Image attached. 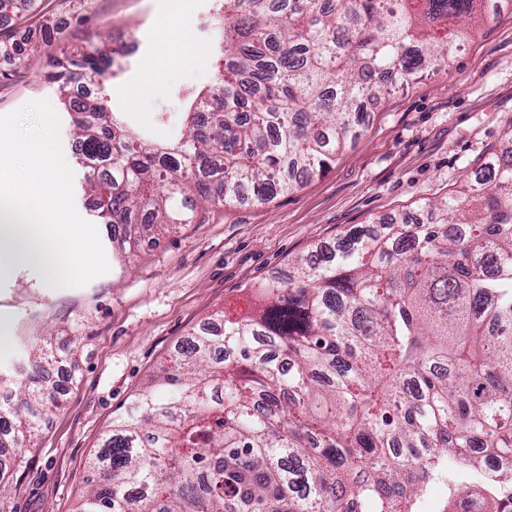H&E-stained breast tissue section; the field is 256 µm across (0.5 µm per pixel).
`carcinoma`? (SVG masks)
<instances>
[{
  "label": "carcinoma",
  "mask_w": 512,
  "mask_h": 512,
  "mask_svg": "<svg viewBox=\"0 0 512 512\" xmlns=\"http://www.w3.org/2000/svg\"><path fill=\"white\" fill-rule=\"evenodd\" d=\"M35 0H0V16ZM489 0H216L221 70L186 91V132L138 135L84 77H116L90 33L44 79L76 113L94 217L129 243L194 222L197 200L258 204L325 173L361 105L461 50ZM9 66L27 68L12 45ZM469 188L470 207L356 229L248 289L112 418L74 512H512V126ZM0 419L22 450L64 392L37 383Z\"/></svg>",
  "instance_id": "obj_1"
}]
</instances>
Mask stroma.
<instances>
[{"mask_svg": "<svg viewBox=\"0 0 512 512\" xmlns=\"http://www.w3.org/2000/svg\"><path fill=\"white\" fill-rule=\"evenodd\" d=\"M213 0H37L29 16L0 19V38L40 44L60 55L96 32L107 45L135 35L123 72L106 86L114 109L133 113L153 138L176 135L183 109L176 89L209 85L214 58L203 55L197 17ZM48 100L60 119L65 160L76 166L73 123L43 75L0 81V115ZM364 124L332 168L270 203L207 205L194 223L112 252L110 270L77 288L53 289L37 265L0 273V390L18 397L20 372L50 336L58 358L50 379L67 378L59 408L33 448L16 455L0 437V512H73L86 487V462L114 416L178 345L246 288L290 270L295 257L350 229L409 216L426 203L460 196L512 126V8L484 23L438 68L407 87L389 86L365 102ZM165 124H155L156 112Z\"/></svg>", "mask_w": 512, "mask_h": 512, "instance_id": "1", "label": "stroma"}]
</instances>
